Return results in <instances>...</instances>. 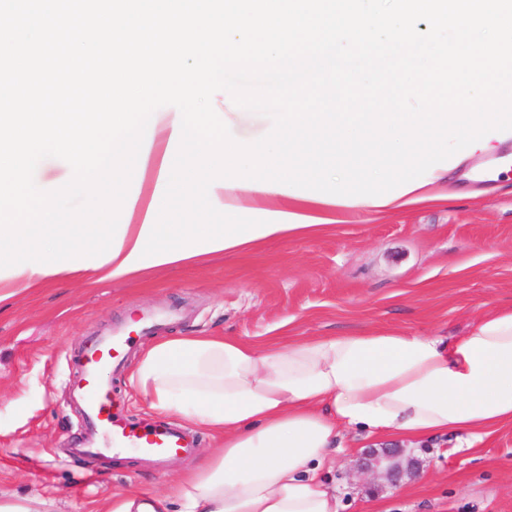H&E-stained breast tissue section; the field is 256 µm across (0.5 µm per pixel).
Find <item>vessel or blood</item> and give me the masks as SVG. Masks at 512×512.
Segmentation results:
<instances>
[{"label":"vessel or blood","mask_w":512,"mask_h":512,"mask_svg":"<svg viewBox=\"0 0 512 512\" xmlns=\"http://www.w3.org/2000/svg\"><path fill=\"white\" fill-rule=\"evenodd\" d=\"M134 342L133 331L122 330L91 340L78 358L80 375L72 390L80 398L91 428L109 440L105 449L89 442L69 448V457L86 463L88 470H96L98 459L108 449L119 453L132 448L144 458L162 463L191 453L195 447L189 435L177 426H138L114 405L112 390L103 375L122 371Z\"/></svg>","instance_id":"b4317fda"}]
</instances>
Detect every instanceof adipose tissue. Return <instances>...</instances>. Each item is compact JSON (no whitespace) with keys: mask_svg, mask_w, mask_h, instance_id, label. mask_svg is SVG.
Segmentation results:
<instances>
[{"mask_svg":"<svg viewBox=\"0 0 512 512\" xmlns=\"http://www.w3.org/2000/svg\"><path fill=\"white\" fill-rule=\"evenodd\" d=\"M450 170L385 205L393 214L454 200ZM220 204L336 221L341 204L247 188H215ZM153 193L140 188L122 247L108 263L79 269L111 279L136 245ZM152 408L222 434L223 446L169 490L183 512H338L322 478L341 431L367 438L457 436L471 448L512 423V304L489 307L464 335L397 331L278 339L180 336L152 343L132 375Z\"/></svg>","mask_w":512,"mask_h":512,"instance_id":"adipose-tissue-1","label":"adipose tissue"}]
</instances>
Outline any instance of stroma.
<instances>
[{
	"label": "stroma",
	"mask_w": 512,
	"mask_h": 512,
	"mask_svg": "<svg viewBox=\"0 0 512 512\" xmlns=\"http://www.w3.org/2000/svg\"><path fill=\"white\" fill-rule=\"evenodd\" d=\"M460 197L445 207L367 218L347 210L322 232L270 241L243 254L206 255L128 280L74 276L0 303V499L36 497L44 512H112L131 493L148 499L219 447L205 427L195 452L163 470L127 451L96 480L65 450L87 433L69 395L84 343L142 315L162 320L156 336L217 334L246 342L365 330L463 335L491 304H512V176L476 182L456 175ZM351 448L327 479L339 512H512V424L471 449L438 436L414 444L343 432ZM401 447L416 475L392 487L357 472L354 449Z\"/></svg>",
	"instance_id": "obj_1"
}]
</instances>
